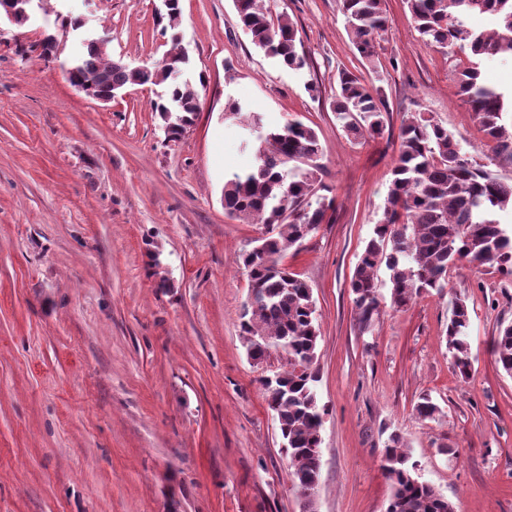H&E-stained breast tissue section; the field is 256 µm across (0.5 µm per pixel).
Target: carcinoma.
<instances>
[{
	"label": "carcinoma",
	"instance_id": "1",
	"mask_svg": "<svg viewBox=\"0 0 512 512\" xmlns=\"http://www.w3.org/2000/svg\"><path fill=\"white\" fill-rule=\"evenodd\" d=\"M421 41L448 56L453 64L458 96L469 107L483 132L485 159L512 166V87L492 88L481 81L483 62L512 57V0H405ZM241 28L268 57L289 70H301L307 60L298 50L297 29L285 17L272 18L266 0H234ZM340 9L358 55L374 62L377 39L388 25L384 0H341ZM488 13L494 27L475 32L462 18ZM188 57L175 51L147 73L112 60L104 50L87 49L68 81L85 94L114 91L151 83L165 86L152 102L170 138L179 139L194 125L198 92L187 80L173 81ZM336 119L356 143L384 134L387 100L347 69L338 71L333 101ZM225 119L259 131L256 163L225 180L224 212L247 224L272 225L275 233L252 242L239 255L248 269L250 287L258 290L241 315L247 354L264 353L255 343L273 339L286 355L288 369L278 374L277 390H265L288 456V470L301 491L321 480V428L325 407L317 397V351L321 337L309 284L280 264L288 250L323 224L333 221L335 199L323 194L321 145L314 129L298 121L264 129L262 116L244 111L232 100ZM382 208L350 281L359 327H370L379 307L377 272L389 274L391 303L408 306L431 290L448 286V272L465 264L488 265L512 277V180L494 176L466 151L431 114L420 111L404 122L398 152ZM471 313L464 299L455 298L448 319L447 346L455 372L470 376L472 353L468 330ZM493 352L502 371L512 376V324L500 327ZM391 481L387 512H454L453 503L417 474V464L402 437L390 434L383 464Z\"/></svg>",
	"mask_w": 512,
	"mask_h": 512
}]
</instances>
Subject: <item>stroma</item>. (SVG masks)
<instances>
[{
	"mask_svg": "<svg viewBox=\"0 0 512 512\" xmlns=\"http://www.w3.org/2000/svg\"><path fill=\"white\" fill-rule=\"evenodd\" d=\"M297 28L306 68L255 47L233 0H41L29 22L0 23V512H302L278 423L246 353L239 315L250 279L239 260L261 230L229 217L225 180L255 163L227 101L266 126L316 131L336 200L283 262L313 290L323 420L316 512H385L382 454L400 433L424 480L457 512H512V377L493 340L512 324V279L451 271L443 294L379 309L360 330L349 282L382 212L401 124L426 111L465 149L482 142L443 54L420 40L404 0H385L375 63L355 54L338 0H268ZM61 45L58 60L38 48ZM105 38L112 58L154 69L173 47L199 92L193 127L165 136L131 86L101 102L67 63ZM382 87V137L351 141L332 109L336 74ZM157 253L160 268L150 266ZM465 299L473 372L446 348L451 303ZM441 409L419 418L421 398Z\"/></svg>",
	"mask_w": 512,
	"mask_h": 512,
	"instance_id": "35a3bbf8",
	"label": "stroma"
}]
</instances>
